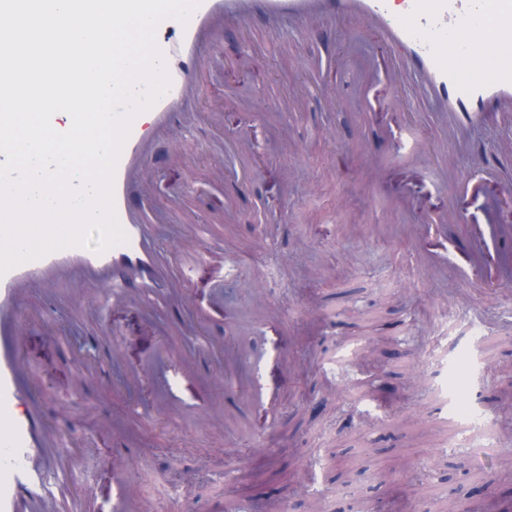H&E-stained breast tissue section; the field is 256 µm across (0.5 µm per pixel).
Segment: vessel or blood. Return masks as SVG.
<instances>
[{
  "mask_svg": "<svg viewBox=\"0 0 512 512\" xmlns=\"http://www.w3.org/2000/svg\"><path fill=\"white\" fill-rule=\"evenodd\" d=\"M255 7L275 20L354 15L374 25L412 62L419 95L437 103L457 141H466L491 114L512 125V0H201L187 22L162 21L156 42L170 87L133 118L113 174L114 210L127 243L101 254L84 246L65 248L0 276V512H73L67 480L81 474L77 451L42 427L38 405L22 385V299L61 280L115 305L124 303L128 279L148 291L171 285L169 260L157 247L152 224L128 200L144 188L153 141L169 134L186 138L192 127L185 107L202 67V46ZM447 222L442 214L420 225V265L455 279L476 270L484 283L498 280L501 264L493 242L502 225H467L475 248L464 257L443 229Z\"/></svg>",
  "mask_w": 512,
  "mask_h": 512,
  "instance_id": "vessel-or-blood-1",
  "label": "vessel or blood"
}]
</instances>
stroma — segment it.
Instances as JSON below:
<instances>
[{"mask_svg": "<svg viewBox=\"0 0 512 512\" xmlns=\"http://www.w3.org/2000/svg\"><path fill=\"white\" fill-rule=\"evenodd\" d=\"M205 55L192 138L156 140L130 203L174 273L204 248L235 256L232 276L216 285L202 264L185 298L132 285L119 306L62 281L22 303L25 385L49 426L92 441L93 512H112L119 460L140 490L134 512L220 497L256 512H445L452 499L512 497L497 473L512 449V285L438 292L410 233L443 212L501 223L512 132L488 121L465 150L413 77L365 86L367 65L397 60L361 20L274 28L257 13ZM194 222L210 234L194 236ZM284 338L292 356L266 432L225 377V351L249 375ZM168 358L192 368L175 396L155 370ZM169 398L173 413L151 412ZM412 469L433 478L411 481Z\"/></svg>", "mask_w": 512, "mask_h": 512, "instance_id": "1", "label": "stroma"}]
</instances>
